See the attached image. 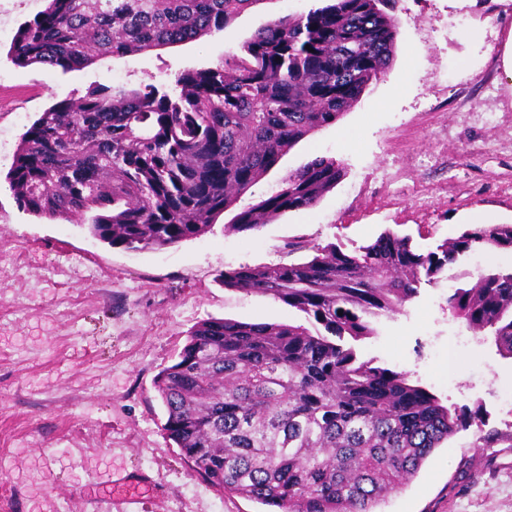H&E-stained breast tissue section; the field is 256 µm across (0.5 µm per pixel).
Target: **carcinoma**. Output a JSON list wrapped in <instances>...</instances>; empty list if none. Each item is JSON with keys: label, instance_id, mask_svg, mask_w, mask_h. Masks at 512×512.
Segmentation results:
<instances>
[{"label": "carcinoma", "instance_id": "cac0c4a2", "mask_svg": "<svg viewBox=\"0 0 512 512\" xmlns=\"http://www.w3.org/2000/svg\"><path fill=\"white\" fill-rule=\"evenodd\" d=\"M257 0H47L10 52L20 66L82 69L222 31ZM396 0H332L260 27L239 53L185 70L168 86L95 88L41 113L5 180L49 220L87 213L112 246L193 240L282 157L336 123L392 65ZM344 175L317 156L224 230L258 231L315 207ZM312 258L226 270L224 287L279 301L308 325L211 319L155 382L164 430L195 471L276 512H377L434 449L482 428L425 387L359 357L379 318L404 312L424 284L476 251H512V224H473L421 253L390 230L348 251L288 243ZM448 313L512 359V269H480L448 293Z\"/></svg>", "mask_w": 512, "mask_h": 512}]
</instances>
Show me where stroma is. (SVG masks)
<instances>
[{
    "mask_svg": "<svg viewBox=\"0 0 512 512\" xmlns=\"http://www.w3.org/2000/svg\"><path fill=\"white\" fill-rule=\"evenodd\" d=\"M321 0H256L224 31L184 45L73 71L14 63L19 27L46 0H0V171L40 112L92 88L172 82L215 65L258 28L300 15ZM396 51L386 76L334 125L294 146L236 202L268 197L314 157L336 159L344 175L308 210L256 232L228 234L229 214L199 238L160 249L108 246L73 220L35 217L0 189V512H35L24 472L83 512L85 466L122 478L151 473L158 496L134 512H265L220 492L194 472L163 430L155 388L189 332L210 318L304 323L272 299L224 288V271L304 259L292 241L365 245L384 230L421 251L469 224H512V79L502 51L512 44V0H397ZM512 267L491 251L422 285L403 314L382 319L358 342L362 359L410 373L457 409H481L492 448L475 447V427L436 449L418 475L380 502L379 512H512V360L492 341L468 336L448 315L451 288L468 272Z\"/></svg>",
    "mask_w": 512,
    "mask_h": 512,
    "instance_id": "35a3bbf8",
    "label": "stroma"
}]
</instances>
